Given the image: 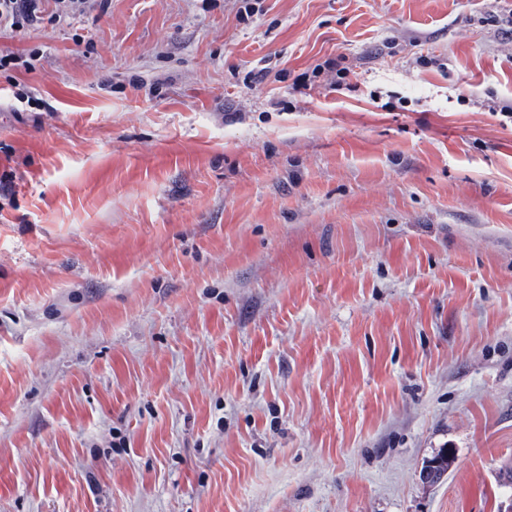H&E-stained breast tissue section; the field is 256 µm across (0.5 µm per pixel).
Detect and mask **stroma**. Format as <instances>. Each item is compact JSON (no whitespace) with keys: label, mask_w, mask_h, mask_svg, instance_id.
Segmentation results:
<instances>
[{"label":"stroma","mask_w":512,"mask_h":512,"mask_svg":"<svg viewBox=\"0 0 512 512\" xmlns=\"http://www.w3.org/2000/svg\"><path fill=\"white\" fill-rule=\"evenodd\" d=\"M509 15L86 0L0 30V512H504Z\"/></svg>","instance_id":"stroma-1"}]
</instances>
